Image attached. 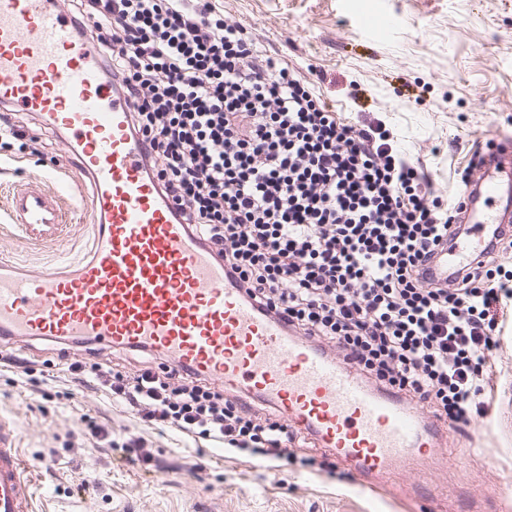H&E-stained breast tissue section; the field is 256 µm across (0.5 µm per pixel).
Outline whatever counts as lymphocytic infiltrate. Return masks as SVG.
I'll use <instances>...</instances> for the list:
<instances>
[{
  "mask_svg": "<svg viewBox=\"0 0 512 512\" xmlns=\"http://www.w3.org/2000/svg\"><path fill=\"white\" fill-rule=\"evenodd\" d=\"M84 38L133 104L130 125L175 208L211 240L259 309L336 348L377 389L458 432L486 419L512 298L499 261L512 230L446 281L426 276L468 237L465 191L443 196L429 162L380 121L327 105L212 0H71ZM66 372L145 430L166 428L285 460L302 439L277 408L230 397L191 369L134 372L102 357Z\"/></svg>",
  "mask_w": 512,
  "mask_h": 512,
  "instance_id": "lymphocytic-infiltrate-1",
  "label": "lymphocytic infiltrate"
}]
</instances>
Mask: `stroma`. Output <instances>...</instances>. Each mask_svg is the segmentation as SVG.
<instances>
[{"label": "stroma", "instance_id": "1", "mask_svg": "<svg viewBox=\"0 0 512 512\" xmlns=\"http://www.w3.org/2000/svg\"><path fill=\"white\" fill-rule=\"evenodd\" d=\"M224 9L268 55L299 69L327 104L392 126L426 155L443 194L460 186L478 156L497 150L499 135L512 133V0H224ZM382 9L402 22L377 37L360 18ZM73 166L57 136L44 154L26 139L0 146V258L41 265L87 251L93 187L71 179ZM31 182L56 195L66 216L36 239L10 215L14 191ZM18 352L50 362L56 376L46 384L36 373L21 384L0 370V418L18 421L25 458L51 457L50 470L31 471L33 512H415L409 496L357 486L349 470L323 467L307 448L272 473L245 453L214 455L212 441L149 430L161 468L145 472L83 436L86 413L108 423L119 443L140 429L102 392L64 381L60 345ZM495 357L488 422L468 437L450 433L447 461L396 475L406 487L424 479L445 490L446 512L512 504V323ZM73 472L83 488L66 484Z\"/></svg>", "mask_w": 512, "mask_h": 512}]
</instances>
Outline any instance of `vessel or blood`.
<instances>
[{
    "label": "vessel or blood",
    "instance_id": "obj_1",
    "mask_svg": "<svg viewBox=\"0 0 512 512\" xmlns=\"http://www.w3.org/2000/svg\"><path fill=\"white\" fill-rule=\"evenodd\" d=\"M0 107L39 115L63 136L76 178L94 188L97 230L92 252L60 269L0 259V341L148 347L225 394L276 405L359 485L390 494L394 468L439 459L444 423L372 388L334 350L289 334L181 219L148 173L145 147L128 126L130 102L60 0H0ZM466 202L474 224H501L512 210V135L479 165ZM13 209L29 231L62 221L54 196L38 188L17 191ZM484 245L481 235L457 242L432 275L448 278ZM30 501L17 427L0 420V512H29Z\"/></svg>",
    "mask_w": 512,
    "mask_h": 512
}]
</instances>
